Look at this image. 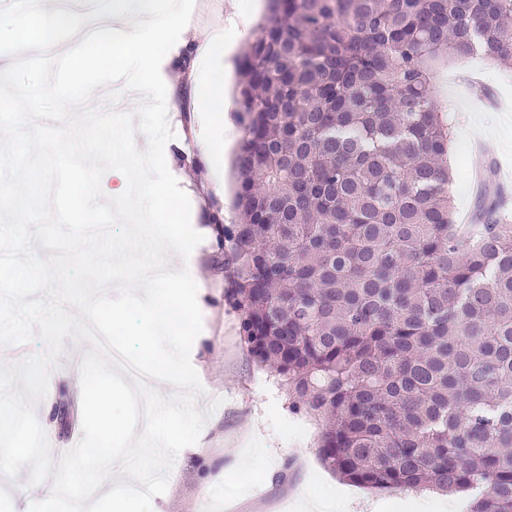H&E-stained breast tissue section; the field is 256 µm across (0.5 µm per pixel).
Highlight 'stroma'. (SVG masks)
<instances>
[{
	"mask_svg": "<svg viewBox=\"0 0 512 512\" xmlns=\"http://www.w3.org/2000/svg\"><path fill=\"white\" fill-rule=\"evenodd\" d=\"M255 0H236L245 15L226 59V90H234L236 58L250 40L260 15ZM450 104L453 204L457 221H479V198H498L512 215V73L490 59L450 62L435 89ZM166 164L190 202L206 195L219 206L223 223L236 222L230 180L220 191L205 192L204 167L187 164L174 152ZM190 220L203 240L192 251L198 285L204 288L203 339L191 350L202 391L199 410L209 417L196 444L176 456L165 493L152 500L153 512H296L302 499L330 498L342 482L319 462L316 423L289 399L278 376L257 364L238 332L236 314L224 305V249L212 222L193 207ZM89 345L65 339L51 370L46 396L35 405L37 420L60 459L82 437L81 384L73 363ZM29 468L16 478L0 476V512H45V503L29 492ZM391 512H453L452 499L427 491H388Z\"/></svg>",
	"mask_w": 512,
	"mask_h": 512,
	"instance_id": "35a3bbf8",
	"label": "stroma"
}]
</instances>
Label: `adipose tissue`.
<instances>
[{"instance_id":"adipose-tissue-1","label":"adipose tissue","mask_w":512,"mask_h":512,"mask_svg":"<svg viewBox=\"0 0 512 512\" xmlns=\"http://www.w3.org/2000/svg\"><path fill=\"white\" fill-rule=\"evenodd\" d=\"M107 8L127 20L123 37L108 56L109 66L129 72L146 84L165 82L162 106L174 111L183 96H190L193 111L201 115L205 129L195 139L193 156L206 165L211 177L221 173L224 125L219 113L227 111L224 98V34L212 30L187 48L184 0H168L159 9L146 0H108Z\"/></svg>"}]
</instances>
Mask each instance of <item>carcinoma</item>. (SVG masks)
<instances>
[{"mask_svg":"<svg viewBox=\"0 0 512 512\" xmlns=\"http://www.w3.org/2000/svg\"><path fill=\"white\" fill-rule=\"evenodd\" d=\"M239 60L224 304L378 491L512 512V223H455L450 57L512 61V0H269Z\"/></svg>","mask_w":512,"mask_h":512,"instance_id":"cac0c4a2","label":"carcinoma"}]
</instances>
